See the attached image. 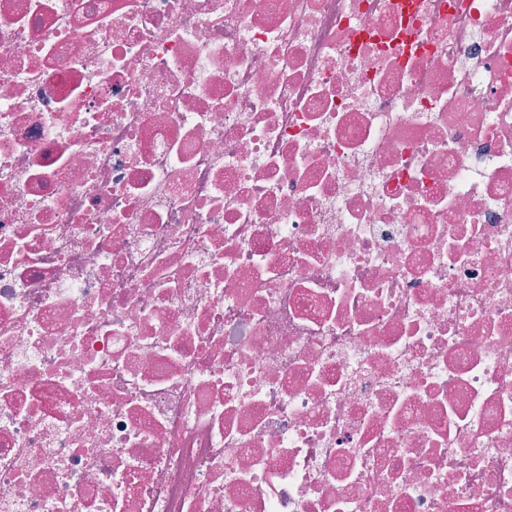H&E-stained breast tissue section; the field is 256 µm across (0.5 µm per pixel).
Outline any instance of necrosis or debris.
<instances>
[{
  "mask_svg": "<svg viewBox=\"0 0 512 512\" xmlns=\"http://www.w3.org/2000/svg\"><path fill=\"white\" fill-rule=\"evenodd\" d=\"M0 512H512V0H0Z\"/></svg>",
  "mask_w": 512,
  "mask_h": 512,
  "instance_id": "necrosis-or-debris-1",
  "label": "necrosis or debris"
}]
</instances>
